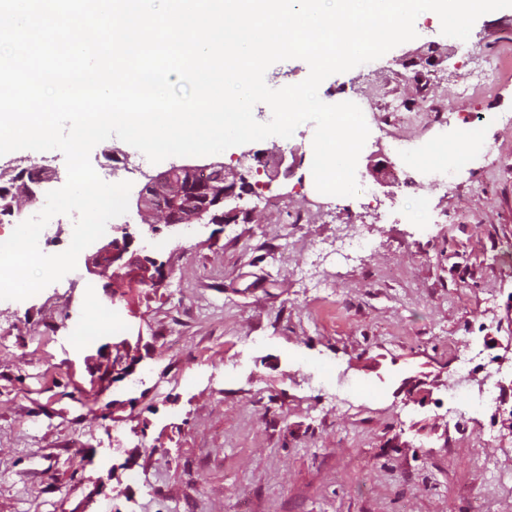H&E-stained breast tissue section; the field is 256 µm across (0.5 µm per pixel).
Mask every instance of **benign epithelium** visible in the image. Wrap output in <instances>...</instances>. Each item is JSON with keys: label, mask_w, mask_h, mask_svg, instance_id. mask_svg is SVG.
Returning <instances> with one entry per match:
<instances>
[{"label": "benign epithelium", "mask_w": 512, "mask_h": 512, "mask_svg": "<svg viewBox=\"0 0 512 512\" xmlns=\"http://www.w3.org/2000/svg\"><path fill=\"white\" fill-rule=\"evenodd\" d=\"M269 155L265 152H245L239 158L240 166L246 171L224 166L222 162L205 165L173 163L166 170L145 176L146 183L135 199L137 214L145 222L153 218L158 224L177 226L199 224L205 217L210 221L231 224L243 212L240 201L247 194V174L264 173L276 179L282 173H289L287 155L279 154L274 169H268ZM30 167H22L13 178L15 192L7 205L6 213H14L13 202L23 197L28 201L39 200L34 185L50 182L55 174L47 173L37 181L29 175ZM128 225H121L122 237H114L103 243L86 260L90 274L112 270V278L129 279L138 283L156 285L162 277V269L138 256L125 258L129 252L130 235Z\"/></svg>", "instance_id": "7a95c632"}]
</instances>
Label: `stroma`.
<instances>
[{
  "mask_svg": "<svg viewBox=\"0 0 512 512\" xmlns=\"http://www.w3.org/2000/svg\"><path fill=\"white\" fill-rule=\"evenodd\" d=\"M383 57L326 78L320 99L408 103L413 79L448 104V125H405L411 153L373 133L358 181L382 205L319 193L313 123L286 140L233 146L296 157L264 194L288 206L248 219L150 231L136 210L130 254L161 264L158 286L85 275L23 300H0V512H512V80L456 97L466 71L512 48V9L478 18L463 42L431 19ZM455 55H448V48ZM479 112L483 121L468 118ZM465 137L471 146L428 213L405 171ZM388 157L387 186L369 166ZM94 168L140 190L162 171L118 138ZM308 211L312 224L292 215ZM357 215L371 248L312 297L297 276L308 245L334 248ZM114 299L91 315L93 298ZM129 340L112 376L114 345ZM479 344L497 369L493 404L452 399L457 347Z\"/></svg>",
  "mask_w": 512,
  "mask_h": 512,
  "instance_id": "obj_1",
  "label": "stroma"
}]
</instances>
